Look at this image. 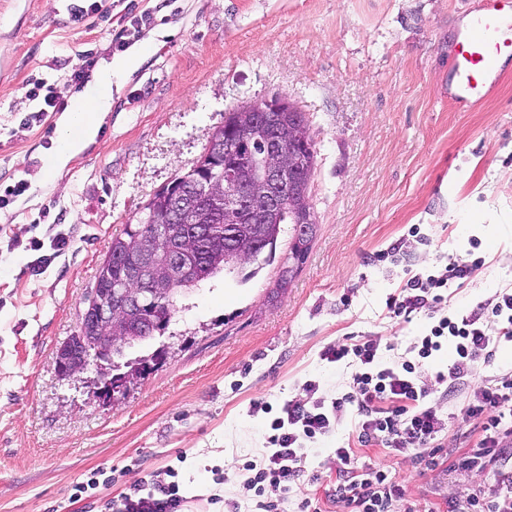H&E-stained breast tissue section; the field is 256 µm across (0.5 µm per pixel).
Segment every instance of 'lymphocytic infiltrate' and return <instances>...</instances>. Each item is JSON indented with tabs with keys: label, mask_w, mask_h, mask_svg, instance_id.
<instances>
[{
	"label": "lymphocytic infiltrate",
	"mask_w": 512,
	"mask_h": 512,
	"mask_svg": "<svg viewBox=\"0 0 512 512\" xmlns=\"http://www.w3.org/2000/svg\"><path fill=\"white\" fill-rule=\"evenodd\" d=\"M484 264L483 258L458 259L443 269L416 275L386 302L393 318L426 313L444 300L443 292L460 286ZM453 338L456 357L447 372L436 380L447 391H463L461 413L474 422L480 438L466 453L451 460L454 470L486 475L488 483L465 503L452 504L450 512H512V468L503 457L512 450V374L476 380L479 362H491L500 340L512 341V292L495 294L468 315L445 316L422 337L418 359H426L442 347L441 341ZM380 344L369 339L326 347L321 357L331 363L350 362L354 368L349 392L332 402L318 397V384L306 382L305 397L286 400L280 416L270 423V444L262 456L246 461L244 470L258 498V512H279L275 501L264 500L266 487L290 496L306 472L304 445L331 434L345 408L357 417L361 445H379L393 455L415 448L418 464L432 466L433 454L426 447L444 432L448 424L431 403L429 388L416 381L415 361L391 366L380 364ZM340 478L332 499L341 512H394L397 502H405L404 512H419L417 504L406 503V491L389 468H358L347 448L335 451ZM175 469L165 479L150 483L148 489L124 494L120 512H186L188 502Z\"/></svg>",
	"instance_id": "lymphocytic-infiltrate-1"
}]
</instances>
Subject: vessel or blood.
I'll return each instance as SVG.
<instances>
[{
    "label": "vessel or blood",
    "instance_id": "b4317fda",
    "mask_svg": "<svg viewBox=\"0 0 512 512\" xmlns=\"http://www.w3.org/2000/svg\"><path fill=\"white\" fill-rule=\"evenodd\" d=\"M511 11L512 0H472L448 70V98L456 108L482 102L512 70V23L505 21Z\"/></svg>",
    "mask_w": 512,
    "mask_h": 512
}]
</instances>
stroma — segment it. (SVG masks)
<instances>
[{
    "instance_id": "1",
    "label": "stroma",
    "mask_w": 512,
    "mask_h": 512,
    "mask_svg": "<svg viewBox=\"0 0 512 512\" xmlns=\"http://www.w3.org/2000/svg\"><path fill=\"white\" fill-rule=\"evenodd\" d=\"M153 22L125 51L112 38L126 6ZM470 0H109L108 20L75 22L74 0H0V193L28 191L0 206V512H110L151 473L176 469L188 512H222V499L253 512L242 465L268 446L272 411L302 397L350 389L351 371L320 357L347 338L372 336L389 362H416L419 384L436 388L453 342L424 361L415 347L434 318L462 315L512 290V72L483 102L448 101V67ZM108 112L53 166L64 111L25 128L44 80L66 106L92 93L118 61ZM81 72L83 82L71 73ZM275 95L305 113L316 151L312 248L288 288L278 289L287 242L251 279L222 272L189 290L162 340L127 357L169 347L162 365L121 402L101 406L93 373L65 379L56 351L80 326L113 236L136 221L153 194L190 169L226 112ZM69 247L54 255L52 240ZM40 240L41 250L30 247ZM478 246L484 265L450 289L433 316L389 318L385 301L417 273ZM54 260L42 273L39 254ZM268 405L257 410L258 402ZM440 400L448 428L435 468L413 451L360 446L346 412L328 437L308 443L294 497L336 512L335 448L361 465L395 464L411 499L448 512L483 487L481 474L448 468V453L477 441ZM227 476L216 483L215 472ZM97 479L96 489L82 484Z\"/></svg>"
}]
</instances>
